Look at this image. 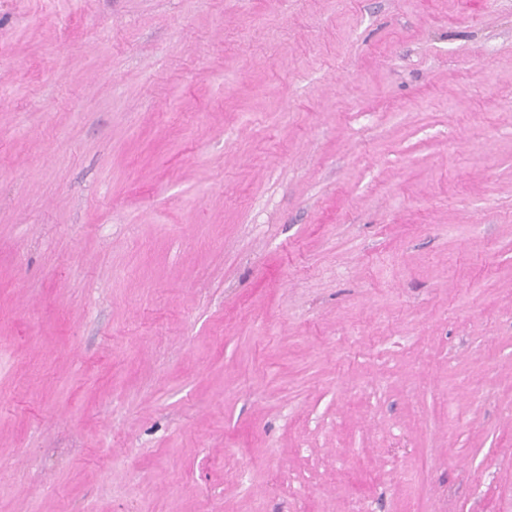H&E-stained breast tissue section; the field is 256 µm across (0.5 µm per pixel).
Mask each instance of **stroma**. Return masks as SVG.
I'll return each instance as SVG.
<instances>
[{"label":"stroma","instance_id":"35a3bbf8","mask_svg":"<svg viewBox=\"0 0 512 512\" xmlns=\"http://www.w3.org/2000/svg\"><path fill=\"white\" fill-rule=\"evenodd\" d=\"M0 512H512V0H0Z\"/></svg>","mask_w":512,"mask_h":512}]
</instances>
